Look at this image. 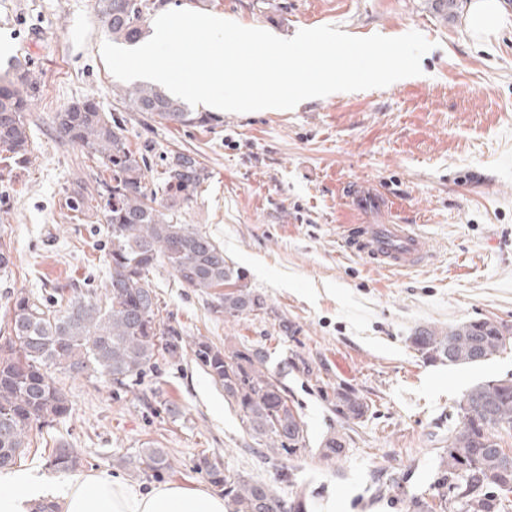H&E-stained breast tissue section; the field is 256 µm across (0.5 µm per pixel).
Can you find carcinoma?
<instances>
[{"instance_id":"cac0c4a2","label":"carcinoma","mask_w":512,"mask_h":512,"mask_svg":"<svg viewBox=\"0 0 512 512\" xmlns=\"http://www.w3.org/2000/svg\"><path fill=\"white\" fill-rule=\"evenodd\" d=\"M168 0H96L98 16L114 41L132 43L144 34L146 11ZM41 82L28 70L0 80V161L21 167L30 141L28 112L40 95ZM125 109L180 127H207L211 118L139 85L126 92ZM59 141L79 145L108 176L94 192L77 187L67 207L96 211L108 224L110 247L103 256L107 284L101 294L56 286L46 297L19 291L9 300V332L0 343V470L25 455L32 432L69 415L71 406L52 372L89 375L126 391L155 368L159 359L181 358L189 347L195 362L238 413L245 434L266 449L265 462L278 480L294 489L288 512H307L305 490H296L295 466L288 461L307 448V429L279 374L267 366V351L252 345L219 347L204 337L185 343L183 330L160 328L158 298L149 274L167 266L185 288L213 297L212 310L224 317L266 314L261 295L242 283L243 275L224 260V248L192 224H178L166 211L198 198L209 174L196 155L166 154L157 181L146 180L147 151L132 149L124 121L87 99L54 118ZM422 361L464 366L485 362L512 344V324L489 318L466 321L439 331L431 326L409 337ZM321 394L341 422L364 417L368 404L356 390L334 387ZM460 426L448 433V447L438 449L432 506L411 501V512H512V451L502 448V434L512 436V383L489 378L471 387L458 404ZM346 439L337 431L324 440L320 459H339ZM50 456L56 472L81 466L75 449L60 443ZM143 470L158 478L173 471L163 448H144ZM195 470L224 496L226 512H280L283 498L263 482L232 474L216 456L201 455Z\"/></svg>"}]
</instances>
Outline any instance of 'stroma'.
<instances>
[{
  "label": "stroma",
  "instance_id": "stroma-1",
  "mask_svg": "<svg viewBox=\"0 0 512 512\" xmlns=\"http://www.w3.org/2000/svg\"><path fill=\"white\" fill-rule=\"evenodd\" d=\"M95 0H0V37L13 50L0 76L28 67L41 81L30 119L29 162L0 173V327L20 290L44 294L54 284L101 286L107 243L103 220L70 218L76 183L96 188L99 164L86 149L56 138V112L87 98L125 119L131 148L151 144L160 172L172 149L197 153L209 172L201 197L174 211L181 224L206 231L262 295L272 313L224 318L209 296L182 287L169 269L150 273L161 324L216 344L265 347L306 424L309 445L296 459L308 512H408L406 499L383 490L400 478L410 495L429 497L437 450L459 424L457 403L474 384L512 378V348L477 366L424 363L409 338L491 318L512 324V24L483 42L463 16L437 13L432 0H170L173 9H207L284 38L329 25L349 35L396 37L417 31L433 47L422 73L388 87L302 101L285 112H224L214 128L177 127L126 111L127 82L106 67L109 36ZM368 180L391 196L394 224L428 236L433 259L411 271L369 265L344 247L348 225L367 214L343 187ZM287 320L291 334L279 330ZM304 366H297V359ZM70 414L38 437L16 471L57 489L67 474L49 470L57 444L76 448L79 474L107 472L156 486L135 459L147 442L166 449V480L207 488L196 473L201 453L218 455L233 474L275 484L276 472L249 448L224 391L191 353L157 367L127 393L85 376L57 374ZM355 388L369 405L344 425L322 397L323 386ZM181 407L179 417L162 402ZM333 429L349 437L336 461L319 458Z\"/></svg>",
  "mask_w": 512,
  "mask_h": 512
}]
</instances>
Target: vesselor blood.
Here are the masks:
<instances>
[{
    "label": "vessel or blood",
    "mask_w": 512,
    "mask_h": 512,
    "mask_svg": "<svg viewBox=\"0 0 512 512\" xmlns=\"http://www.w3.org/2000/svg\"><path fill=\"white\" fill-rule=\"evenodd\" d=\"M347 196L356 210L371 211L381 218L377 224L351 225L345 238L350 253L393 271H409L430 259L429 242L413 225L384 223L383 217L390 208V201L374 183L351 182Z\"/></svg>",
    "instance_id": "obj_1"
}]
</instances>
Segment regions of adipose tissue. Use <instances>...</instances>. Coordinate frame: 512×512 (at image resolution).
Instances as JSON below:
<instances>
[{
    "instance_id": "obj_1",
    "label": "adipose tissue",
    "mask_w": 512,
    "mask_h": 512,
    "mask_svg": "<svg viewBox=\"0 0 512 512\" xmlns=\"http://www.w3.org/2000/svg\"><path fill=\"white\" fill-rule=\"evenodd\" d=\"M511 19L501 0H471L465 30L481 41ZM43 494L32 476L5 475L0 478V512H29ZM61 499L62 512H224L223 498L207 490L166 483L146 491L106 472L69 479Z\"/></svg>"
}]
</instances>
